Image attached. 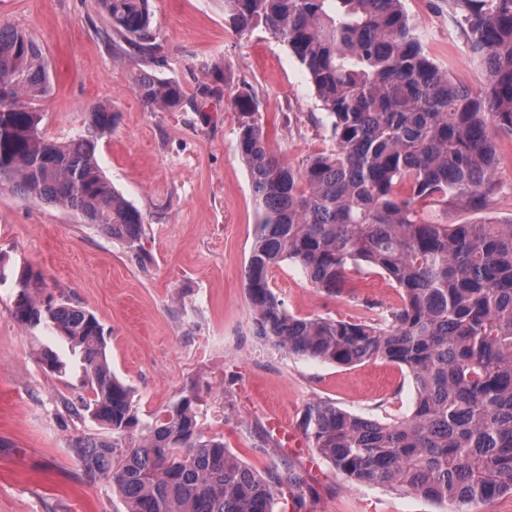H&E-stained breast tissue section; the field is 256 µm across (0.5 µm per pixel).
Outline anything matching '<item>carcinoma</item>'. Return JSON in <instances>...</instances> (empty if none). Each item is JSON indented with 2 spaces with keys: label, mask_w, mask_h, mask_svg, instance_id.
Wrapping results in <instances>:
<instances>
[{
  "label": "carcinoma",
  "mask_w": 512,
  "mask_h": 512,
  "mask_svg": "<svg viewBox=\"0 0 512 512\" xmlns=\"http://www.w3.org/2000/svg\"><path fill=\"white\" fill-rule=\"evenodd\" d=\"M101 2L125 40L154 48L149 0ZM453 2L486 69L478 91L429 59L402 0H224V20L239 36L261 24L286 44L332 118V146L295 169L267 149L252 97L231 99L257 212L245 288L258 334L290 355L396 364L415 388L410 414L386 421L313 402L304 434L351 482L470 512L512 494V220L446 224L440 211L450 200L487 206L499 163L491 128L512 132V0ZM135 87L148 103L183 107L174 81L142 73ZM52 90L40 45L0 26V189L76 213L141 261L143 218L96 158L112 108L93 105L83 133L48 140L35 102ZM286 261L330 294L355 287L353 271L366 265L395 284L401 303L377 319L294 316L268 278ZM42 281L30 266L19 272L13 314L79 350L91 395L73 411L104 430L74 445L88 480L106 481L126 512H274L284 498L306 512L301 475L279 456L263 474L241 463L224 438L205 435L197 397L142 418L133 387L108 362L104 326L79 306L38 300ZM40 360L64 369L49 348Z\"/></svg>",
  "instance_id": "cac0c4a2"
}]
</instances>
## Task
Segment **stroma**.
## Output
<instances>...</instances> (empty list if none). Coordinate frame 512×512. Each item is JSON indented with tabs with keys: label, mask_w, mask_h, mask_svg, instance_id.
Returning <instances> with one entry per match:
<instances>
[{
	"label": "stroma",
	"mask_w": 512,
	"mask_h": 512,
	"mask_svg": "<svg viewBox=\"0 0 512 512\" xmlns=\"http://www.w3.org/2000/svg\"><path fill=\"white\" fill-rule=\"evenodd\" d=\"M426 54L454 82L477 89L485 72L472 57L452 0H403ZM157 50L142 53L113 33L101 0H0V25L29 34L49 62L53 94L40 104L41 129L64 140L83 132L90 106H111L117 124L97 142L113 187L142 214L143 262L71 211L0 190V268L41 271L40 300L92 312L110 332L108 355L135 390L141 415L197 392L199 423L254 471L288 459L312 488L307 512H438L421 496L347 481L310 443L283 447L269 427H298L306 407L328 401L373 419L409 414L414 388L405 370L376 360L354 366L291 355L256 334L244 286L256 210L238 148L230 97L252 96L269 150L293 167L332 145L331 120L287 45L258 27L240 36L224 22L222 0H150ZM176 81L199 112L144 102L141 73ZM500 161L488 205L448 206L447 221L512 218V133L497 131ZM357 291L314 288L291 262L273 267L271 287L299 317L357 321L396 307L384 275L362 268ZM12 282H0V512H125L106 482H88L73 445L97 432L69 404L88 397L77 353L13 315ZM65 375L46 372L43 347Z\"/></svg>",
	"instance_id": "1"
}]
</instances>
